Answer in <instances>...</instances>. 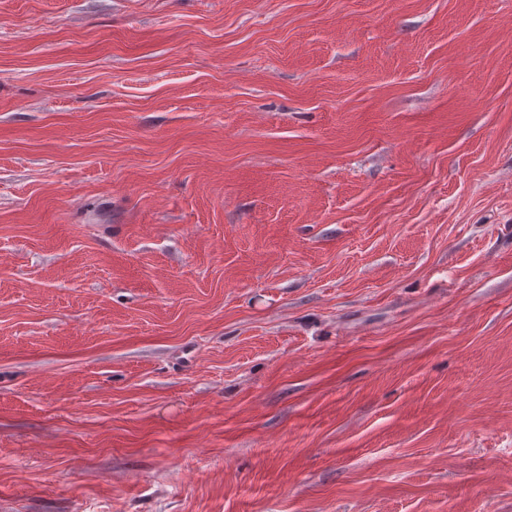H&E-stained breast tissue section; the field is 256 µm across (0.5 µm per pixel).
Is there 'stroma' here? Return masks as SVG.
Wrapping results in <instances>:
<instances>
[{"instance_id": "obj_1", "label": "stroma", "mask_w": 512, "mask_h": 512, "mask_svg": "<svg viewBox=\"0 0 512 512\" xmlns=\"http://www.w3.org/2000/svg\"><path fill=\"white\" fill-rule=\"evenodd\" d=\"M0 512H512V0H0Z\"/></svg>"}]
</instances>
